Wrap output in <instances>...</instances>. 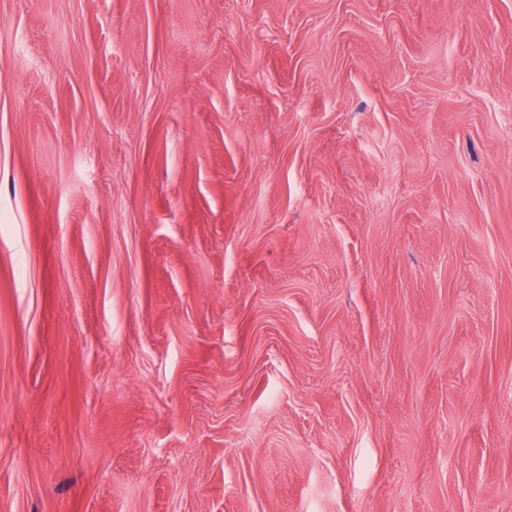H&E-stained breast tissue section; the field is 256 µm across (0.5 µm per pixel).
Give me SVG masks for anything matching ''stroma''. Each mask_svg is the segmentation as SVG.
<instances>
[{"label": "stroma", "mask_w": 512, "mask_h": 512, "mask_svg": "<svg viewBox=\"0 0 512 512\" xmlns=\"http://www.w3.org/2000/svg\"><path fill=\"white\" fill-rule=\"evenodd\" d=\"M0 512H512V0H0Z\"/></svg>", "instance_id": "obj_1"}]
</instances>
